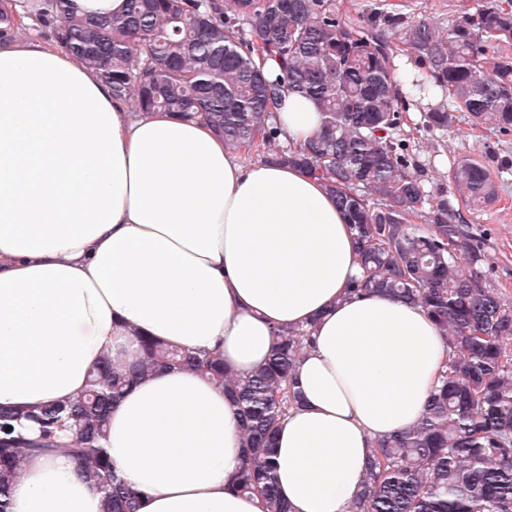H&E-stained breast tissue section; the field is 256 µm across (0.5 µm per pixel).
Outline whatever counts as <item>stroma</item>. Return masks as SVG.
<instances>
[{"mask_svg":"<svg viewBox=\"0 0 512 512\" xmlns=\"http://www.w3.org/2000/svg\"><path fill=\"white\" fill-rule=\"evenodd\" d=\"M480 5L481 0H333L336 15L342 20L355 21L380 8L401 14L407 24L423 19L447 24L461 12L475 13ZM398 133L415 164L424 171L430 202L451 199L461 219L484 233L489 278L512 299V131L474 123L467 113L459 111L447 129L432 130L421 120L405 117ZM463 158L480 160L489 169L495 191L489 203L474 207L455 198L451 167Z\"/></svg>","mask_w":512,"mask_h":512,"instance_id":"stroma-1","label":"stroma"}]
</instances>
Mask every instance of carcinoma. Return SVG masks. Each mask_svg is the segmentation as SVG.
I'll return each mask as SVG.
<instances>
[{
	"mask_svg": "<svg viewBox=\"0 0 512 512\" xmlns=\"http://www.w3.org/2000/svg\"><path fill=\"white\" fill-rule=\"evenodd\" d=\"M26 17L86 67L100 71L112 95L135 111L201 117L227 149L258 146L256 156L317 172L361 245L366 274L352 294L385 292L422 304L445 336L448 367L421 419L378 440L363 491L350 512H512V302L489 281L484 237L461 224L444 199L425 211L427 194L400 127L399 82L408 91L448 95L477 123L512 129V10L484 0L443 31L428 20L400 28L376 12L355 23L336 17L332 0H127L121 16L84 15L75 0H0V40ZM422 61L426 74L392 65L393 40ZM277 54L283 83L267 80L251 50ZM303 93L324 115L317 137L296 150L270 151L274 103ZM452 110L423 115L446 129ZM451 179L462 197L487 203L493 188L481 163L464 159ZM424 223H419V220ZM141 355H110L79 398L36 410L0 406V512L31 455L64 454L104 494V512H135L138 492L112 466L105 447L113 405L159 367L206 375L231 395L241 419L244 455L228 484L256 494L266 512H289L276 489L274 434L299 400L292 374L308 331L288 327L268 360L243 377L212 355L167 348L139 337ZM11 430H6V427Z\"/></svg>",
	"mask_w": 512,
	"mask_h": 512,
	"instance_id": "cac0c4a2",
	"label": "carcinoma"
}]
</instances>
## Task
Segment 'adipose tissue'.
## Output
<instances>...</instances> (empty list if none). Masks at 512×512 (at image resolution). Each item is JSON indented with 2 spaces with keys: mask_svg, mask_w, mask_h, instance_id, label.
<instances>
[{
  "mask_svg": "<svg viewBox=\"0 0 512 512\" xmlns=\"http://www.w3.org/2000/svg\"><path fill=\"white\" fill-rule=\"evenodd\" d=\"M276 123L297 148L323 114L287 91ZM361 275L356 235L316 172L243 162L200 119L134 113L55 43L0 44V405L76 399L103 355L135 361L140 335L245 376L278 329L308 326L276 480L290 512H349L377 440L422 417L448 362L421 305L348 296ZM107 448L142 493L137 512H265L228 488L240 418L196 371L131 388ZM76 469L31 458L10 512H103Z\"/></svg>",
  "mask_w": 512,
  "mask_h": 512,
  "instance_id": "obj_1",
  "label": "adipose tissue"
}]
</instances>
